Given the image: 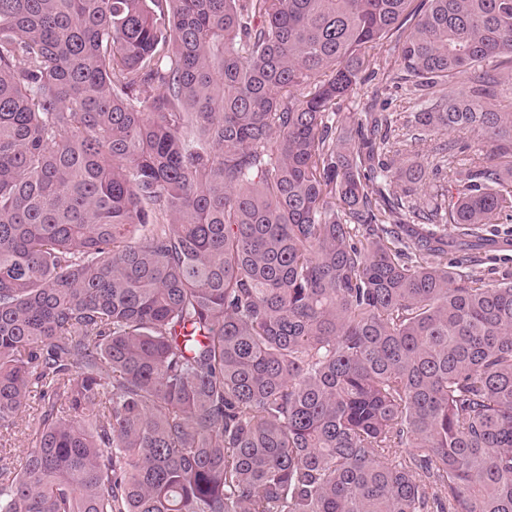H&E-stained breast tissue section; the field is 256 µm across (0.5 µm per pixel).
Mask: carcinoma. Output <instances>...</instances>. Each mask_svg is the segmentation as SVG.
<instances>
[{
	"mask_svg": "<svg viewBox=\"0 0 512 512\" xmlns=\"http://www.w3.org/2000/svg\"><path fill=\"white\" fill-rule=\"evenodd\" d=\"M0 0V512H512V0ZM392 53L400 117L342 112ZM459 262L466 271L480 276L486 282H492L502 277H512V247L493 248L486 254H481L477 261L470 260L463 250L448 252V261Z\"/></svg>",
	"mask_w": 512,
	"mask_h": 512,
	"instance_id": "1",
	"label": "carcinoma"
}]
</instances>
